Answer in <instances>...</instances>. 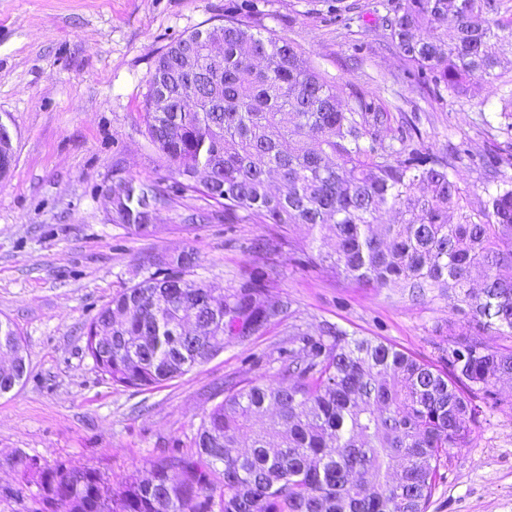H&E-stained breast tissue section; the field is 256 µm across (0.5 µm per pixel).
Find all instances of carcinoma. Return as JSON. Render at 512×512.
<instances>
[{
    "label": "carcinoma",
    "mask_w": 512,
    "mask_h": 512,
    "mask_svg": "<svg viewBox=\"0 0 512 512\" xmlns=\"http://www.w3.org/2000/svg\"><path fill=\"white\" fill-rule=\"evenodd\" d=\"M246 10L213 27L197 45L202 63L180 70L191 32L166 47L148 79L145 133L172 173L177 191H200L231 220L304 224L335 247L311 258L339 276L398 288L422 301L448 294L467 316L448 340L443 366L377 338L326 324L304 336L281 362L285 385L245 380L204 416L189 457L152 466L111 489L92 468L29 471L37 476L38 512H427L453 448L470 444L472 427L502 400L512 379V146L455 158L484 172L485 196L471 208L453 161L421 147L413 122L394 128L389 105L363 92L341 96L336 83L288 39L253 25ZM507 0H392L384 23L409 66L408 77L433 100L467 94L497 80L500 47L512 42ZM172 76V104L154 108L153 79ZM499 130L512 132V88L502 96ZM112 188L117 219L134 234L153 231L170 190L120 179ZM395 213L378 223L381 210ZM456 221H451V217ZM194 249L118 291L86 329V349L117 387L148 390L201 364L203 350L183 341L202 331L219 351L224 338L254 335L285 312L268 304L265 275L239 287L194 278ZM474 268L483 283H470ZM112 320V350L96 329ZM23 346L0 320V351ZM26 374L0 371V395ZM251 445L238 450L241 434Z\"/></svg>",
    "instance_id": "1"
}]
</instances>
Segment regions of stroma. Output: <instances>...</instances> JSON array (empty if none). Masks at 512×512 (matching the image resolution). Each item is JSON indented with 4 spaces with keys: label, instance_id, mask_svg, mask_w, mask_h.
Instances as JSON below:
<instances>
[{
    "label": "stroma",
    "instance_id": "stroma-1",
    "mask_svg": "<svg viewBox=\"0 0 512 512\" xmlns=\"http://www.w3.org/2000/svg\"><path fill=\"white\" fill-rule=\"evenodd\" d=\"M242 0H0V122L14 138L11 173L0 180V319L18 329L26 379L0 395V512H36L35 484L16 460L93 468L110 486L147 475L151 463L193 451L202 418L227 385L279 383L286 350L323 324L377 336L415 357L439 361L449 325L464 313L448 297L416 304L406 293L333 275L311 262L333 241L312 244L306 225L218 220L198 192L175 194L148 235L129 234L112 212L121 178L171 184L142 122L156 56L198 28L222 24ZM342 27L325 0H259L254 23L294 42L304 59L335 79L419 119L423 142L443 153L467 141L485 153L505 136L491 126L502 80L512 79V44H503L501 81L435 102L374 10ZM364 59L350 61L353 43ZM266 241L257 252L254 241ZM194 248L195 275L236 288L254 269L267 302L290 301L288 317L253 336L225 340L216 356L150 391L113 386L87 354L86 327L120 288L139 282L157 258ZM427 512H512V409L486 414L467 448L452 449Z\"/></svg>",
    "mask_w": 512,
    "mask_h": 512
}]
</instances>
